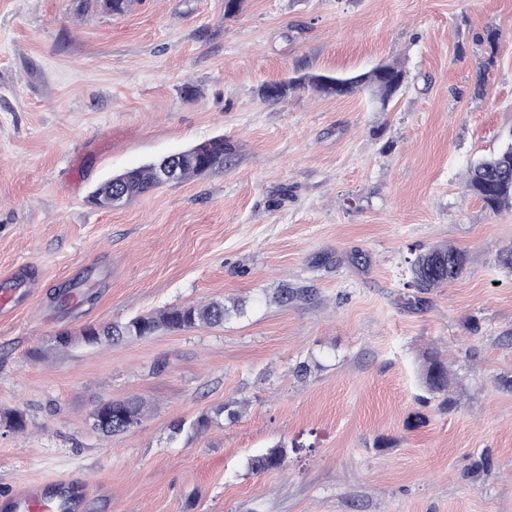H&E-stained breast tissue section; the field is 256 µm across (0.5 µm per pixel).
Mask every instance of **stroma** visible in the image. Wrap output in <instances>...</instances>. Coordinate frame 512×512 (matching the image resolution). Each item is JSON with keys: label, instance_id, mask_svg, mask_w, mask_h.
Returning a JSON list of instances; mask_svg holds the SVG:
<instances>
[{"label": "stroma", "instance_id": "obj_1", "mask_svg": "<svg viewBox=\"0 0 512 512\" xmlns=\"http://www.w3.org/2000/svg\"><path fill=\"white\" fill-rule=\"evenodd\" d=\"M489 27L492 47L475 40ZM385 61L409 85L383 111L364 91L259 95ZM510 129L512 0H244L231 17L224 0L121 16L0 0V497L64 478L90 485L82 512H512V271L497 263L512 210L463 190ZM218 136L234 147L222 168L90 202L108 176ZM445 245L464 274L406 305L407 258ZM72 281L91 298L59 310ZM286 286L299 296L282 304ZM223 299L244 314L57 343ZM431 352L452 409L423 399ZM131 396L149 408L139 427L93 428L100 403ZM205 412V433L172 438ZM278 443L283 469L249 471Z\"/></svg>", "mask_w": 512, "mask_h": 512}]
</instances>
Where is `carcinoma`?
<instances>
[{"instance_id":"cac0c4a2","label":"carcinoma","mask_w":512,"mask_h":512,"mask_svg":"<svg viewBox=\"0 0 512 512\" xmlns=\"http://www.w3.org/2000/svg\"><path fill=\"white\" fill-rule=\"evenodd\" d=\"M94 6L112 16L123 15L129 9L131 0H93ZM326 75H302L282 82L268 83L261 87L259 94L268 101H280L288 94L304 88L314 92L326 93ZM407 79V72L398 63L379 65L363 74L341 78L340 95L348 96L359 91L370 92L380 109L387 107L390 99L401 89ZM232 152L230 144L224 138H214L177 154L168 156L161 162L130 168L123 173L100 184L91 194V201L108 207L112 196H122L127 201L162 186L158 177V167L168 164L174 169L172 181L182 182L224 166V156ZM465 190L479 198L484 208L499 212L512 208V130L502 138L500 149L469 164L464 184ZM409 278L405 286L414 290L415 303L422 301V295L449 283L461 276L466 266V254L456 247H433L406 259ZM83 296L75 285H63L54 293L57 307L65 310L74 299ZM241 313L239 303L228 307L222 302L208 304H181L167 307L156 313L135 316L123 323L105 326L87 325L81 330L86 340L98 343L102 340L119 341L129 337H147L161 330H190L202 325H215L224 322L230 311ZM426 392L433 398L442 399L441 405L452 407L456 401L449 396L448 368L443 362L431 358L427 362L422 376ZM100 423L95 426L101 434L112 436L123 432L115 424L121 417L132 416L143 420L146 415L145 403L131 397L126 400L110 401L97 406ZM214 418L202 414L190 424L183 422L174 427V432L188 430L195 437L203 433ZM287 458V448L277 445L267 452L252 456L248 460L249 470L255 473L277 470Z\"/></svg>"}]
</instances>
